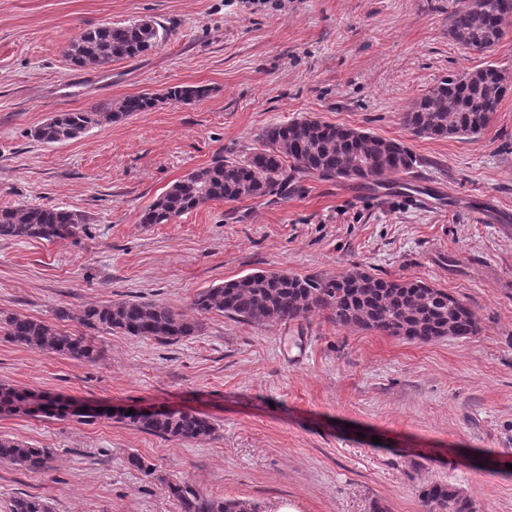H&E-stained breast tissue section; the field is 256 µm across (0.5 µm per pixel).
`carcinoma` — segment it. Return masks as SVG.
I'll use <instances>...</instances> for the list:
<instances>
[{"label":"carcinoma","mask_w":512,"mask_h":512,"mask_svg":"<svg viewBox=\"0 0 512 512\" xmlns=\"http://www.w3.org/2000/svg\"><path fill=\"white\" fill-rule=\"evenodd\" d=\"M479 0L466 4L450 19L449 35L461 46L485 51L493 47L512 20L505 3ZM167 37V29L147 23L104 25L80 33L65 47L76 67L105 66L118 59L141 56ZM507 91L505 76L494 64L440 80L402 115L407 131L416 138L475 136L489 127ZM207 94L199 86L174 85L161 96H127L102 110L59 112L36 131L47 144L78 137L89 126L119 121L135 112H148L163 100L196 101ZM261 148L244 159L220 157L172 184L143 211L144 224H169L208 201L280 198L295 176H316L327 181H349L385 188L393 175H409L418 160L402 141L366 130L321 122L310 117L264 127L257 135ZM82 230L81 217L59 207L32 206L0 209V240H74ZM191 307L200 314L222 313L243 323L274 326L328 312L338 327L371 329L388 336L429 344L446 337L468 338L480 327L471 308L461 299L422 281L387 279L357 266L340 274L298 277L286 270H258L196 294ZM60 321H75L82 331H61L43 320L0 312V336L30 350L50 351L81 362L100 357L95 334L119 331L128 336L176 342L199 331L200 323L156 301L126 300L61 307ZM30 391L0 383V414L56 417L69 413L55 395L26 404ZM125 425L151 435L185 442L201 441L215 432L206 416L188 410L160 408L149 415L117 417ZM54 451L0 437V463H11L31 473L50 468ZM170 493L181 512H252L240 500L210 497L186 482H173ZM424 512H476L473 500L460 489L434 482L420 491ZM9 512H51L37 497L19 496Z\"/></svg>","instance_id":"cac0c4a2"}]
</instances>
